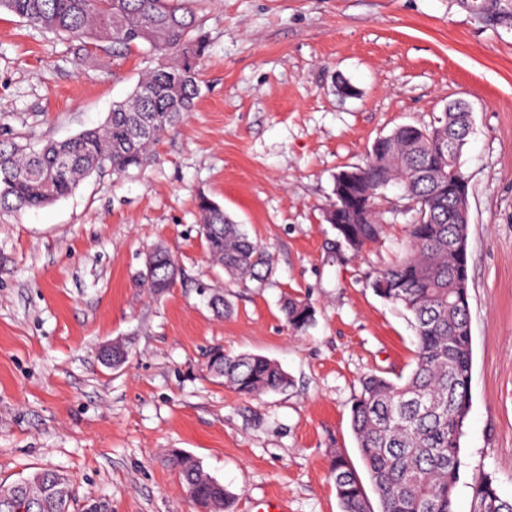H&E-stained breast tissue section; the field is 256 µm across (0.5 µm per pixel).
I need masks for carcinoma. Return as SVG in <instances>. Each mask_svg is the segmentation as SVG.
Masks as SVG:
<instances>
[{"mask_svg": "<svg viewBox=\"0 0 512 512\" xmlns=\"http://www.w3.org/2000/svg\"><path fill=\"white\" fill-rule=\"evenodd\" d=\"M0 10L78 42L87 55L91 46L130 51L146 45L158 56L130 96L113 104L103 125L37 151L1 140L0 209L52 205L94 172L110 169L122 175L144 166L200 95L206 40L189 0H0ZM470 117L469 112H441L427 126H399L373 142L365 167L342 170L334 180L335 200L325 218L354 252L383 232L381 186L400 187L411 202L409 245L377 272L370 287L411 315L416 338L414 367L407 376L393 380L370 373L361 381L350 426L369 485L346 459L336 458L332 478L341 512H455L473 350L467 253L452 243L468 238V225L458 219L448 197V182L465 173L436 135L451 134L465 144ZM197 208L201 241L212 264L231 277L264 284L272 274L270 254L208 196L199 197ZM179 276L175 258L157 246L141 281L158 296ZM282 311L295 332L315 320L313 306L297 298L285 299ZM208 365L242 396L290 386L288 374L259 354L221 350ZM173 464L192 504L207 512H228L231 495L196 459L176 453ZM61 478L43 469L7 486L0 483V512H70L72 496L61 499L55 493ZM471 489V512H512V500L501 497L492 477H476Z\"/></svg>", "mask_w": 512, "mask_h": 512, "instance_id": "1", "label": "carcinoma"}]
</instances>
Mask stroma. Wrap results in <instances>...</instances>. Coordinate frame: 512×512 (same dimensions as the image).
Segmentation results:
<instances>
[{
  "label": "stroma",
  "mask_w": 512,
  "mask_h": 512,
  "mask_svg": "<svg viewBox=\"0 0 512 512\" xmlns=\"http://www.w3.org/2000/svg\"><path fill=\"white\" fill-rule=\"evenodd\" d=\"M206 37L202 93L141 170L105 171L55 204L0 210V482L49 468L71 512H192L171 453L197 459L230 512L277 498L286 512H340L336 456L362 469L350 427L361 378L414 366L410 315L369 286L407 245L409 202L392 188L381 239L354 253L325 220L336 174L375 139L472 110L471 407L455 512L473 477L512 500V0H192ZM146 48L80 61L77 43L0 12V138L38 146L104 123ZM207 195L274 259L265 286L207 258ZM164 246L181 275L160 297L139 283ZM231 310L216 316L212 295ZM315 322L289 329L288 297ZM129 355L102 364V345ZM268 357L283 392L244 397L208 368L212 350Z\"/></svg>",
  "instance_id": "1"
}]
</instances>
